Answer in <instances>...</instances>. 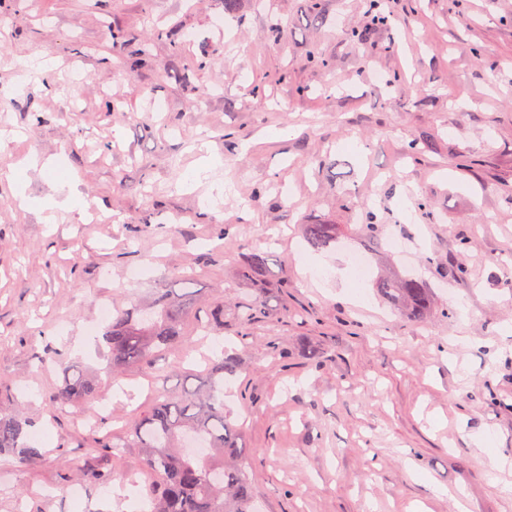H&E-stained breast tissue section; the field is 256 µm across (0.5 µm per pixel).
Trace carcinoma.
Masks as SVG:
<instances>
[{"label": "carcinoma", "mask_w": 512, "mask_h": 512, "mask_svg": "<svg viewBox=\"0 0 512 512\" xmlns=\"http://www.w3.org/2000/svg\"><path fill=\"white\" fill-rule=\"evenodd\" d=\"M305 237L316 248L336 243V225L307 224ZM268 255L252 252L237 261L238 276L264 292ZM377 291L409 320L430 311L431 294L416 276L381 279ZM193 308L170 288H159L151 306L131 302L112 310L102 340L104 360L112 379L130 367L147 363L155 353L183 341L182 323ZM206 333L224 331V304L217 300L200 325ZM242 370L238 357L222 354L207 360L203 377L182 394H158L136 415L121 447L139 449L143 466L152 474V512H253L255 464L240 444V427L224 407V379ZM101 375L64 372L62 385L51 396L61 406L93 397ZM29 422L18 415H0V455L19 458L37 454L31 446Z\"/></svg>", "instance_id": "cac0c4a2"}]
</instances>
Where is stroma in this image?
Listing matches in <instances>:
<instances>
[{"mask_svg":"<svg viewBox=\"0 0 512 512\" xmlns=\"http://www.w3.org/2000/svg\"><path fill=\"white\" fill-rule=\"evenodd\" d=\"M387 9L375 25L366 0H0V172L62 203L46 223L0 182V413L38 449L0 455V512H129L112 486L134 475L144 498L152 478L138 449L98 443L181 390L172 365L201 371L225 346L245 366L228 412L258 462L256 512H512L489 465L512 460V0ZM308 224L337 244L314 250ZM251 252L270 253L273 288L242 324L257 293L235 260ZM186 268L224 302L222 341L53 404L64 371L102 363L85 333L100 303ZM406 275L432 291L419 322L375 291ZM305 237L316 248H326L336 244V226L332 224L305 225Z\"/></svg>","mask_w":512,"mask_h":512,"instance_id":"35a3bbf8","label":"stroma"}]
</instances>
